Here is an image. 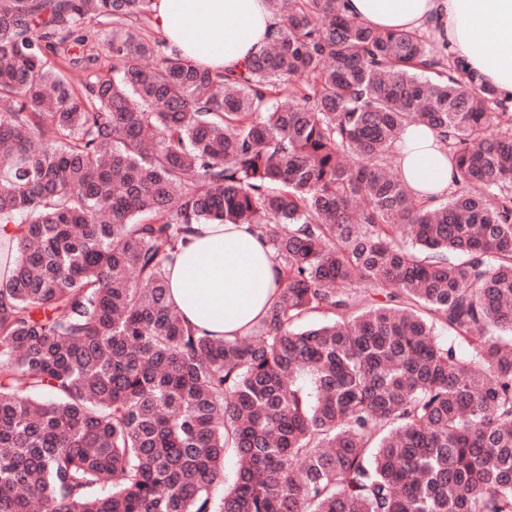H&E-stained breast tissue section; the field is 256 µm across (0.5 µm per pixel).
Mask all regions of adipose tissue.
I'll use <instances>...</instances> for the list:
<instances>
[{
    "instance_id": "ef3b65f1",
    "label": "adipose tissue",
    "mask_w": 512,
    "mask_h": 512,
    "mask_svg": "<svg viewBox=\"0 0 512 512\" xmlns=\"http://www.w3.org/2000/svg\"><path fill=\"white\" fill-rule=\"evenodd\" d=\"M343 8L373 28L433 35L477 82L512 95V0H343ZM153 23L183 57L222 70L258 53L276 20L267 0H157ZM444 153L430 133L395 165L411 189L440 197L453 181ZM277 282L270 246L248 225L196 224L168 268V300L186 326L232 339L266 316Z\"/></svg>"
}]
</instances>
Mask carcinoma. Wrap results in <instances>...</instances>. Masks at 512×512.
I'll list each match as a JSON object with an SVG mask.
<instances>
[{"label": "carcinoma", "mask_w": 512, "mask_h": 512, "mask_svg": "<svg viewBox=\"0 0 512 512\" xmlns=\"http://www.w3.org/2000/svg\"><path fill=\"white\" fill-rule=\"evenodd\" d=\"M268 3L266 46L211 70L154 0H0V512H512V101L340 0ZM419 125L438 199L390 170ZM193 224L273 249L247 336L167 301ZM96 21H92L90 25L85 27V31L87 33V46L88 54H95L99 56V60L97 65H110L112 64V60L110 57L103 52V44L105 42V36L110 29V26H101L100 24H95ZM16 225L0 228V280L5 279L12 268L15 249L18 245L19 235L15 232Z\"/></svg>", "instance_id": "cac0c4a2"}]
</instances>
